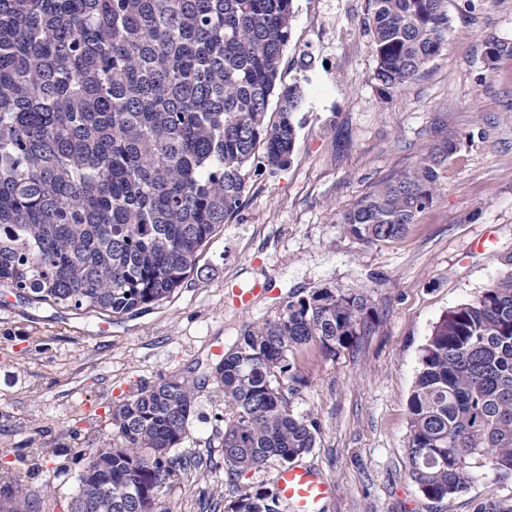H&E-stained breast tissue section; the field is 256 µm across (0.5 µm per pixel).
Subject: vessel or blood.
<instances>
[{
    "instance_id": "obj_1",
    "label": "vessel or blood",
    "mask_w": 512,
    "mask_h": 512,
    "mask_svg": "<svg viewBox=\"0 0 512 512\" xmlns=\"http://www.w3.org/2000/svg\"><path fill=\"white\" fill-rule=\"evenodd\" d=\"M275 493L288 512H323L333 492L332 485L315 469L296 464L279 469Z\"/></svg>"
}]
</instances>
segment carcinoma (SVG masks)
<instances>
[{"label": "carcinoma", "instance_id": "carcinoma-1", "mask_svg": "<svg viewBox=\"0 0 512 512\" xmlns=\"http://www.w3.org/2000/svg\"><path fill=\"white\" fill-rule=\"evenodd\" d=\"M375 78L415 79L448 37V0H367ZM293 0H0V286L28 302L123 318L167 299L234 219L262 155L296 141L297 84L281 81ZM277 97V118L268 117ZM454 145L429 147L340 217L363 244L402 235L441 189ZM368 296L319 288L245 331L214 368L230 477L315 447L317 421L285 392L293 353L336 355L372 328ZM194 400L185 380L112 410V440L83 450L72 512H157L184 465L172 455ZM512 478V271L446 313L409 401L408 474L422 494L466 491L476 469ZM0 512H30L0 471ZM89 507L79 508L81 499ZM227 512H279L243 494Z\"/></svg>", "mask_w": 512, "mask_h": 512}]
</instances>
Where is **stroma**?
I'll return each mask as SVG.
<instances>
[{"label":"stroma","instance_id":"obj_1","mask_svg":"<svg viewBox=\"0 0 512 512\" xmlns=\"http://www.w3.org/2000/svg\"><path fill=\"white\" fill-rule=\"evenodd\" d=\"M366 9L367 0H294L280 62L282 82L305 90L294 151L285 167L252 176L238 215L168 301L107 320L0 287V459L37 455L19 486L33 512H71L82 449L111 440L113 407L168 378L196 390L175 451L189 465L163 492L162 512H224L239 495L274 493L275 458L227 480L212 369L246 330L326 287L371 296L376 317L336 356H294L303 384L291 405L319 424L299 461L335 485L324 512H476L512 499V481L481 473L467 491L432 500L407 470L421 348L512 256V56L486 57L489 39L512 43V0H448L445 47L389 95L374 77ZM442 139L455 150L440 193L402 236L366 245L342 233L344 210ZM253 283L263 293L250 310L236 307L233 286Z\"/></svg>","mask_w":512,"mask_h":512}]
</instances>
